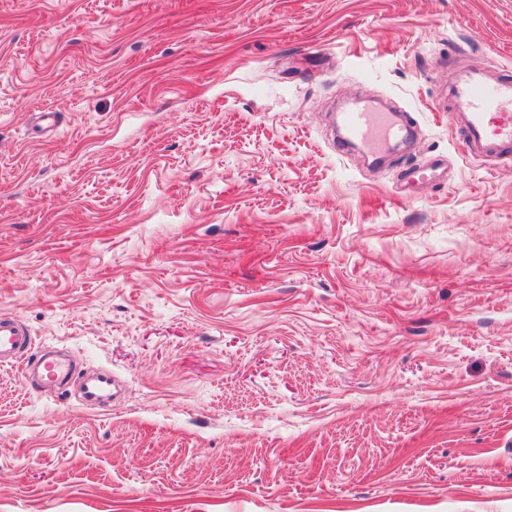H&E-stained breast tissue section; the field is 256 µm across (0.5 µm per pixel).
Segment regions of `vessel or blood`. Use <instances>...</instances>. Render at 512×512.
<instances>
[{
    "label": "vessel or blood",
    "instance_id": "1",
    "mask_svg": "<svg viewBox=\"0 0 512 512\" xmlns=\"http://www.w3.org/2000/svg\"><path fill=\"white\" fill-rule=\"evenodd\" d=\"M448 99L464 132L465 154L493 161L512 146V81L493 77L486 67L459 71L448 81ZM340 123L348 140L365 144L375 155L382 154L389 143L404 139L409 131L408 124L392 112H345ZM30 349L28 332L11 317L1 316L0 361L28 357ZM111 386L106 373L86 379L85 401L100 400Z\"/></svg>",
    "mask_w": 512,
    "mask_h": 512
}]
</instances>
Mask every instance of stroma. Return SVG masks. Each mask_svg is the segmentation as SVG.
I'll use <instances>...</instances> for the list:
<instances>
[{
	"mask_svg": "<svg viewBox=\"0 0 512 512\" xmlns=\"http://www.w3.org/2000/svg\"><path fill=\"white\" fill-rule=\"evenodd\" d=\"M486 65L512 0H0V316L121 388L0 365V512H512V157L446 96ZM348 140L365 144L374 155L382 154L392 141L402 140L409 125L393 112H343L340 116ZM112 379L108 373H100L85 380L83 396L86 402L93 403L104 397L111 389Z\"/></svg>",
	"mask_w": 512,
	"mask_h": 512,
	"instance_id": "stroma-1",
	"label": "stroma"
}]
</instances>
